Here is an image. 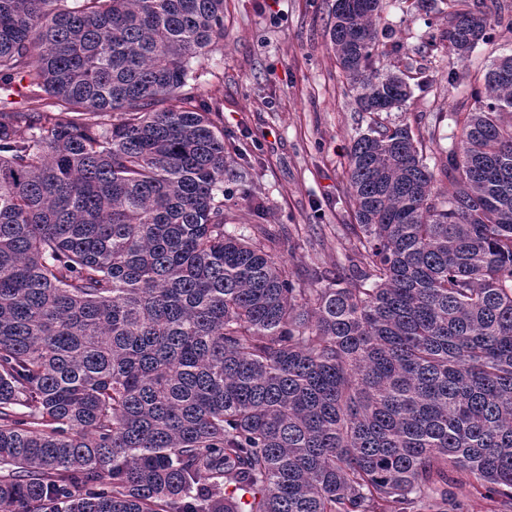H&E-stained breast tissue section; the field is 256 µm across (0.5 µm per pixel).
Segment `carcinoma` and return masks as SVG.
I'll use <instances>...</instances> for the list:
<instances>
[{"instance_id": "cac0c4a2", "label": "carcinoma", "mask_w": 512, "mask_h": 512, "mask_svg": "<svg viewBox=\"0 0 512 512\" xmlns=\"http://www.w3.org/2000/svg\"><path fill=\"white\" fill-rule=\"evenodd\" d=\"M335 6L363 112L384 0ZM446 0L462 59L512 10ZM224 0H0V512H512V55L431 169L409 128L354 140L344 260L303 288L230 231L224 125L192 63ZM448 512H501L500 497L474 489L466 479L448 487Z\"/></svg>"}]
</instances>
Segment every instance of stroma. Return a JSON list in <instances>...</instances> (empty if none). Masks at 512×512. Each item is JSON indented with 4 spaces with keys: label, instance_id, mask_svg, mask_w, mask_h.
Here are the masks:
<instances>
[{
    "label": "stroma",
    "instance_id": "stroma-1",
    "mask_svg": "<svg viewBox=\"0 0 512 512\" xmlns=\"http://www.w3.org/2000/svg\"><path fill=\"white\" fill-rule=\"evenodd\" d=\"M336 0H224V43L195 63L205 97H219L224 148L233 172L224 179V209L233 228L283 233L276 252L302 283L314 263L331 267L349 237L353 208L346 179L348 149L373 123L408 126L426 140L427 159L447 148L455 113L473 105L475 81L512 54V33L479 43L465 60L447 45L424 42L446 27L443 0H386L391 39L376 65L404 69L411 96L401 109L372 118L360 111L330 48ZM453 62L451 82L441 66ZM261 202L249 212L245 198ZM498 496L468 480L449 488L450 512H501Z\"/></svg>",
    "mask_w": 512,
    "mask_h": 512
}]
</instances>
